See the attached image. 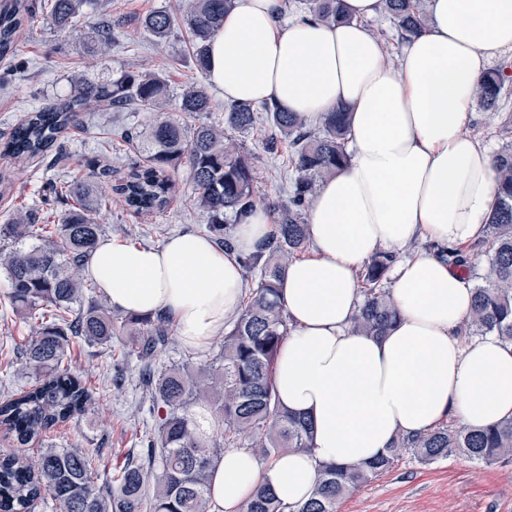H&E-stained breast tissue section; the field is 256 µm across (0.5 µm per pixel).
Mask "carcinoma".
Returning <instances> with one entry per match:
<instances>
[{"label":"carcinoma","mask_w":512,"mask_h":512,"mask_svg":"<svg viewBox=\"0 0 512 512\" xmlns=\"http://www.w3.org/2000/svg\"><path fill=\"white\" fill-rule=\"evenodd\" d=\"M91 0H0V58H11L19 33L31 25L36 7L46 11L49 23L73 32L82 8ZM426 0H382L383 11L398 28L412 32L426 21ZM233 0H193L182 17L189 33L195 69L209 68L208 43L224 25V13ZM309 15L328 24L345 20L342 0H307ZM176 18L165 10L146 14L141 27L162 41L173 31ZM121 17L101 20L88 37L90 53L107 50L120 36ZM512 63L490 71L476 85V102L485 111H497ZM169 89L164 80L143 71H123L108 83L76 82L69 97L28 113L0 145V156L23 162L50 152L66 157L62 134L83 126L85 113L97 108L139 109L154 115L145 129L131 127L124 139L146 161L129 179L111 191L138 213L153 214L170 203L171 174L187 169L196 190L195 205L207 216L216 243L228 249L233 240L224 225V213L241 221L262 203L255 194L256 169L252 153L233 133H245L256 123L254 106L231 104L224 125L200 122L187 125L169 115ZM178 110L189 115L210 111L202 85L179 94ZM273 131L268 151L288 141V162L295 178L288 198L279 202V220L261 250L241 257L244 278L256 282L245 308L229 323L218 350L205 363L176 361L157 366V353L169 343L173 323L164 315L130 316L118 320L95 299L96 285L83 280L80 267L99 243L104 229L96 214L104 197L101 178L108 170L95 163L86 172L50 185L55 198L69 209L37 214L18 208L9 224L0 226V271L9 283L8 299L25 317H34L25 342L22 363L31 387L0 402V426L21 445L40 438L58 423L82 416L92 405L85 382L64 366L70 339L112 350L123 336H134L132 350L140 360L139 384L157 411L148 444V461H128L106 484L93 475V452L88 448L48 445L33 457H0V512H31L38 500L51 498L57 512H208V485L215 458L250 438L260 458L286 448L314 450L309 422L283 410L276 401L274 359L288 336V319L278 299L277 284L288 265L305 251L307 219L317 187L332 177L349 158L346 149L349 115L334 110L310 118L263 105ZM504 143L494 154L497 204L486 230L487 262L476 276L472 311L466 334L495 336L512 343V140L503 125ZM448 263L474 269L462 249H441ZM395 262L388 252L377 253L360 274L362 302L352 330L379 336L399 317V308L382 280ZM211 426L222 442L209 443ZM459 451L467 458L492 463L512 455V418L493 428L440 425L415 437H400L393 447L368 462L320 465V477L310 499L283 504L260 488L242 503L239 512H337L350 490L388 472L401 455L411 454L430 463Z\"/></svg>","instance_id":"carcinoma-1"}]
</instances>
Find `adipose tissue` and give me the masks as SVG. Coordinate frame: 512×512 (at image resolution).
<instances>
[{"label":"adipose tissue","instance_id":"adipose-tissue-1","mask_svg":"<svg viewBox=\"0 0 512 512\" xmlns=\"http://www.w3.org/2000/svg\"><path fill=\"white\" fill-rule=\"evenodd\" d=\"M282 2L235 0L209 44L207 78L231 103L351 114L350 160L311 203L314 253L288 266L278 292L291 331L276 393L312 424L315 449L268 460L226 451L212 469L210 512H238L260 488L288 505L306 501L319 463L372 460L451 416L474 428L512 417V344L465 336L474 283L442 254L482 239L495 206L493 153L466 126L476 81L512 53V0H427L429 20L405 34L395 66L366 27L381 0H344L347 19L336 25L281 23ZM271 224L257 207L231 250L195 233L158 248L109 238L85 271L114 308L167 315L183 344L201 350L240 315L238 256L257 250ZM419 239L431 249L393 269L397 322L382 336L353 332L358 270Z\"/></svg>","mask_w":512,"mask_h":512}]
</instances>
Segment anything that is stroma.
Masks as SVG:
<instances>
[{
	"label": "stroma",
	"instance_id": "stroma-1",
	"mask_svg": "<svg viewBox=\"0 0 512 512\" xmlns=\"http://www.w3.org/2000/svg\"><path fill=\"white\" fill-rule=\"evenodd\" d=\"M191 0H98L97 11L80 16V36L53 29L44 18H37L32 29L23 31L13 60H0V142L9 137L13 127L27 112L66 98L71 78L101 83L125 70L152 71L163 75L172 92L191 84H206L189 60L188 34L175 28L162 45L139 26L145 14L165 10L180 16ZM110 14L125 19L124 33L110 50L88 55L83 34L97 15ZM512 118V82L495 116L476 110L467 128L491 150H498L500 130ZM149 117L141 110L87 115L82 130L67 131L64 141L71 157L68 167H51L41 160L14 163L0 158V225L10 223L16 207L46 212L61 211L49 195L50 182L69 178L78 166L95 161L111 166L102 188L108 193L98 215L104 238L118 237L129 243L158 247L172 235L185 232L204 233L207 218L194 204L195 190L186 170L176 174V184L169 205L153 214H135L109 190L114 182L127 178L137 162V152L121 139L124 129L146 127ZM112 134L111 144H104L101 133ZM270 131L265 117L241 140L255 156L258 173L256 192L270 203L286 197L292 177L288 167V148L278 153L264 149ZM5 275L0 274V399L18 391L26 379L20 370L21 346L30 330L28 320L13 311L7 298ZM123 387L112 382L110 358L105 349L83 341H73L68 366L87 382L94 401L82 417L55 425L44 442L60 448L96 449L93 471L106 481L132 456L146 454L145 436L153 423L149 402L138 387V361L129 357ZM41 442V443H44ZM41 443L19 445L14 436L0 429V453L34 456ZM338 512H512V457L482 463L452 453L429 464L406 454L388 472L370 480L342 499Z\"/></svg>",
	"mask_w": 512,
	"mask_h": 512
}]
</instances>
